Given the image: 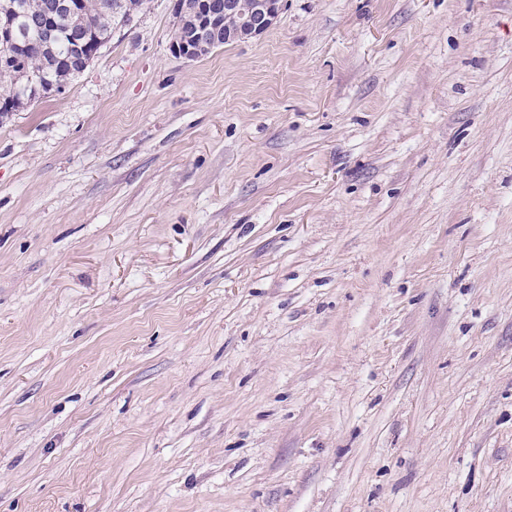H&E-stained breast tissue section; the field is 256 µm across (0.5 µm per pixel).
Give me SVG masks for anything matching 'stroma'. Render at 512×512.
Returning <instances> with one entry per match:
<instances>
[{"instance_id": "obj_1", "label": "stroma", "mask_w": 512, "mask_h": 512, "mask_svg": "<svg viewBox=\"0 0 512 512\" xmlns=\"http://www.w3.org/2000/svg\"><path fill=\"white\" fill-rule=\"evenodd\" d=\"M175 2L0 116V512H512V0ZM180 15L190 19L191 26L176 31L172 51L188 60L202 57L201 48L221 33L224 42L261 36L279 19L280 0H253L248 10H242L238 0H178ZM231 20L233 24L227 22ZM215 47V48H216Z\"/></svg>"}]
</instances>
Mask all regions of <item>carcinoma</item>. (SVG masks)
I'll return each instance as SVG.
<instances>
[{"instance_id": "cac0c4a2", "label": "carcinoma", "mask_w": 512, "mask_h": 512, "mask_svg": "<svg viewBox=\"0 0 512 512\" xmlns=\"http://www.w3.org/2000/svg\"><path fill=\"white\" fill-rule=\"evenodd\" d=\"M42 0H0V17H12L18 23L24 14L33 13ZM145 0H80L74 15L61 14L51 19L56 32L53 46L44 44L32 29L23 42L21 68H0V112H15L24 104L23 86L28 79H41L47 84H67L74 79L66 60L74 53L75 40L86 38L88 52L98 51L112 41V30L118 20L130 21L141 12Z\"/></svg>"}]
</instances>
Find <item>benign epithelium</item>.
I'll return each mask as SVG.
<instances>
[{"label":"benign epithelium","instance_id":"7a95c632","mask_svg":"<svg viewBox=\"0 0 512 512\" xmlns=\"http://www.w3.org/2000/svg\"><path fill=\"white\" fill-rule=\"evenodd\" d=\"M177 5L191 26L176 31L171 48L188 60L202 57L201 48L220 36L232 42L262 35L282 12L281 0H253L247 10L240 8L239 0H178Z\"/></svg>","mask_w":512,"mask_h":512}]
</instances>
